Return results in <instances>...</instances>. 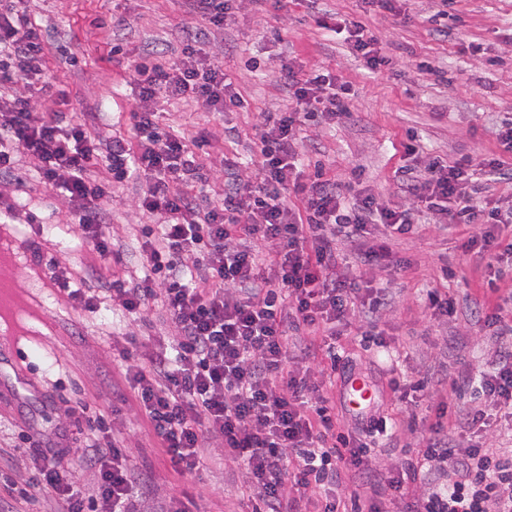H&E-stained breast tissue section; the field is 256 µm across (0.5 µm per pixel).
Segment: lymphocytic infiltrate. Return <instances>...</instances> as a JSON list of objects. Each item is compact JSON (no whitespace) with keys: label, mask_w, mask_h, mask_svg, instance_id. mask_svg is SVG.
<instances>
[{"label":"lymphocytic infiltrate","mask_w":512,"mask_h":512,"mask_svg":"<svg viewBox=\"0 0 512 512\" xmlns=\"http://www.w3.org/2000/svg\"><path fill=\"white\" fill-rule=\"evenodd\" d=\"M27 2L0 0V171L14 166L16 152L27 155L43 182L75 206L84 237L106 256L112 242L102 231L101 202L110 184L96 175L99 144L86 123L35 112L30 91L52 86L45 42L28 22ZM206 40L196 36L179 61L135 66L140 104L130 115L133 143L116 142L107 158L115 177L131 170L147 177L137 207L164 218L140 245L149 274L132 281L104 277L98 296L69 292L91 310L105 296L130 312L158 306L169 314L175 356L149 354L131 383L175 471L199 470L216 442L244 472L255 500L251 512H303L293 495L302 488L313 489L317 512H382L379 495L410 483L423 490L407 512H512V457L480 444L463 449L456 439L458 432L485 428L483 411L458 407L447 423L430 425L422 457L406 459L393 475L372 468L366 432L340 448L329 444L333 423L325 397L310 371L288 369L291 355L314 354L313 343L289 336V329L314 332L350 316L372 324L388 305L384 292L362 290L351 278L340 243L357 246L364 264L402 265L394 247L412 231L418 205L442 211L454 198L465 249L491 261L512 255V237L503 235L512 207H486L462 167L436 159L407 171L402 190L409 202L397 208L369 193L349 207L335 182L319 176L300 182L294 129L301 113L317 105L330 122L347 114L332 72L300 68L288 73L287 111L264 117L257 185L225 181L223 202L200 211L194 196L179 189L199 176L200 165L183 137L161 126L151 103L162 93L192 98L213 112L241 106L222 66L200 58ZM292 191L303 193V210L289 209ZM460 383L512 418L511 348L492 370L462 375ZM88 441L97 478L92 492L74 489L54 460L36 461L37 481L54 493L56 512H139L144 486L124 449L95 433ZM348 474L365 477L370 495L339 496Z\"/></svg>","instance_id":"f902f5d3"}]
</instances>
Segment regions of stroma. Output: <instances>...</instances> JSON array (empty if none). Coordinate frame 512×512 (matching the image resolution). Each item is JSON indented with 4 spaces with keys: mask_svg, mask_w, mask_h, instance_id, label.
I'll use <instances>...</instances> for the list:
<instances>
[{
    "mask_svg": "<svg viewBox=\"0 0 512 512\" xmlns=\"http://www.w3.org/2000/svg\"><path fill=\"white\" fill-rule=\"evenodd\" d=\"M31 21L46 44L49 94L33 97L42 115L74 114L86 121L108 152L114 141H131L129 114L139 89L133 68L140 58L173 62L200 21L185 0H31ZM362 22L379 39L387 64L371 72L348 41L336 36L338 18ZM206 52L217 55L242 108L210 112L190 99L158 95L160 123L193 143L206 132L209 146L197 159L208 181H188L184 192L202 207L224 197V166L233 164L243 181H254L261 164L259 123L264 114L284 112L289 99L284 76L289 66L325 68L348 85V114L332 123L321 115L302 120L298 167L303 176L322 168L345 197L368 189L391 207L403 204L400 169L437 158L468 168L483 194L512 197V153L499 143L498 124L512 123V0H397L387 10L367 0H234L221 27H209ZM415 141L419 152L407 154ZM501 162L503 178L490 176L485 161ZM145 188L141 176L112 182L103 202L104 232L114 253L102 256L80 237L73 208L36 177L27 157L13 172H0V241L12 260L0 262V449L10 456L14 493L7 512H24L25 497L39 498L43 512L53 501L32 480V450L69 466L84 446L90 420L105 422L104 434L126 449V463L147 479L150 494L142 512L164 501L170 512H248L246 480L209 449L196 473L178 475L141 413L127 379V365L172 346L173 327L160 308L132 314L103 303L83 309L67 288L95 293L101 283L88 273L128 280L143 277L139 259L144 225L136 202ZM449 215L424 209L418 229L398 247L406 268L359 266L373 287L387 289L391 303L375 336L358 337L355 323L339 324L338 366L325 348L326 330L313 340L309 361L290 360L292 370H310L328 399L336 433L348 435L370 421L386 428L372 439L369 456L380 467L399 471L406 453L424 450L426 437L411 417H435L445 399L487 408V399L452 395L459 371L494 365L504 341L478 321L475 310L512 296V261L499 273L465 256L463 236ZM435 289L455 298L454 317H436L425 306ZM367 380L370 405L347 406L351 378ZM425 386L414 401L400 399L394 381Z\"/></svg>",
    "mask_w": 512,
    "mask_h": 512,
    "instance_id": "35a3bbf8",
    "label": "stroma"
}]
</instances>
